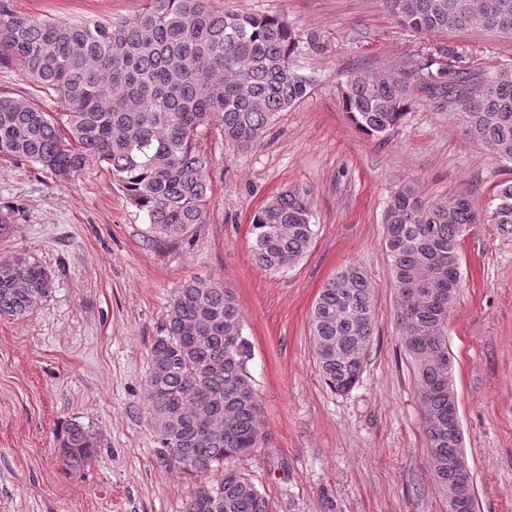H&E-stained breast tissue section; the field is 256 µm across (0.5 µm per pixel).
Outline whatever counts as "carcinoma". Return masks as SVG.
Here are the masks:
<instances>
[{"mask_svg":"<svg viewBox=\"0 0 512 512\" xmlns=\"http://www.w3.org/2000/svg\"><path fill=\"white\" fill-rule=\"evenodd\" d=\"M419 33L484 30L512 38V0H383ZM319 49L280 16L236 13L213 0H144L131 19L112 22L40 18L0 0V69H17L58 111L0 90V157L31 163L60 179L91 159L108 165L124 194L147 217L145 237L159 247L184 242L205 221L210 161L200 137L214 130L233 144L259 143L278 112L310 94L292 67ZM441 109L464 115L466 132L496 159L512 163V73L488 76L429 55L405 63L401 77L366 74L347 84L348 120L370 137L402 124L410 87ZM310 194L283 190L251 218L249 248L271 273L296 266L314 240ZM512 233V180L496 185L489 212L463 194L427 201L401 186L384 212V239L400 293L402 345L424 410L427 472L445 504L457 491L476 512L474 476L461 443L448 315L461 284V244L473 224ZM54 272L24 253L0 260V317L22 318L50 295ZM375 287L356 264L322 287L309 316L318 374L334 394L360 381L375 330ZM250 343L233 294L191 277L167 305L149 348L146 409L159 459L204 476L248 454L262 438V408L247 369ZM56 440L68 464H87L97 436L61 422ZM183 512H271L244 475L224 471L200 483Z\"/></svg>","mask_w":512,"mask_h":512,"instance_id":"obj_1","label":"carcinoma"}]
</instances>
